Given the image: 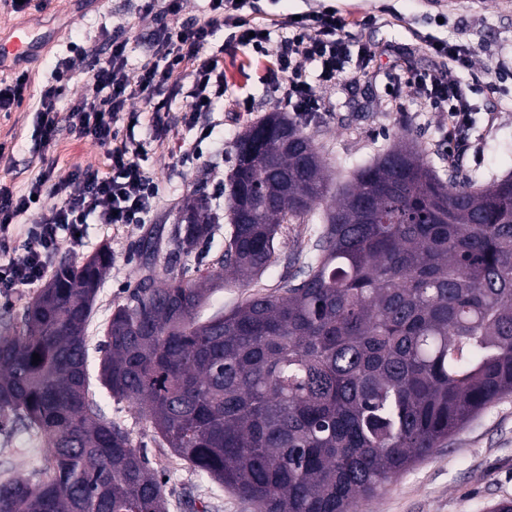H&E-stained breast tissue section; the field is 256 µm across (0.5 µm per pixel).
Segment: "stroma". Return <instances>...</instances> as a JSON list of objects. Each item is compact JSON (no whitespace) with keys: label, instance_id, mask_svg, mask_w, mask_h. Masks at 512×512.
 Returning <instances> with one entry per match:
<instances>
[{"label":"stroma","instance_id":"35a3bbf8","mask_svg":"<svg viewBox=\"0 0 512 512\" xmlns=\"http://www.w3.org/2000/svg\"><path fill=\"white\" fill-rule=\"evenodd\" d=\"M164 0H50L46 10L16 14L0 8V32L31 21L36 36L49 41L46 51L25 62L34 82L21 108L0 112V183L23 191L41 172L32 152L33 110L40 91L59 59L73 65V77L58 103L67 109L83 91L94 60L107 56L113 39L127 40L129 61L140 66L150 57L149 43L160 24ZM334 10L345 22L350 57L345 74L319 86L321 110L301 128L330 170L329 189L337 191L355 168L375 159L398 138L413 140L424 161L440 176L459 170L480 184L512 175V0H257L244 12L250 23L273 28L288 16ZM451 43L464 49L468 68L448 67L433 47ZM280 46L271 35L264 52L226 39L217 31L208 51L224 64L227 82L223 100L204 117L212 135L198 141V152L180 156L182 143L196 141L185 127L171 128L151 143L139 162L158 187L157 203L142 224L88 225L84 244H62L52 262H78L100 246L112 249V266L96 298L89 342L103 340V325L148 273L193 277L197 268L218 270L227 224L214 225L209 241L192 253L179 252L175 224L184 203L208 195L218 213H225L228 179L238 136L274 110H284L281 78L268 75ZM369 63H362L361 52ZM423 72L445 74L473 105L470 149L463 159L449 161L444 135L448 115L416 92L413 81ZM313 227L287 224L277 239L274 262L250 285L215 291L205 315L232 309L258 289H274L285 276L309 261ZM106 412L130 430L135 447L146 449L152 469L164 474L169 512H191L188 499L207 512H252L250 505L225 492L204 497L187 464L175 463L159 447L149 423L126 401H109ZM47 443L31 446L24 432L0 430V479L27 477L43 469ZM512 501V394L496 401L451 437L431 457L394 479L384 494L361 501L359 512H489L495 503Z\"/></svg>","mask_w":512,"mask_h":512}]
</instances>
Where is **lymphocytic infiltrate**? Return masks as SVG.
Masks as SVG:
<instances>
[{"label": "lymphocytic infiltrate", "instance_id": "obj_1", "mask_svg": "<svg viewBox=\"0 0 512 512\" xmlns=\"http://www.w3.org/2000/svg\"><path fill=\"white\" fill-rule=\"evenodd\" d=\"M207 2L204 17L192 24L162 26L151 58L140 67H130L126 42H114L111 54L91 69L84 93L71 99L63 115L57 104L72 65L58 61L56 77L43 87L35 110L33 151L47 165L23 192L0 184L1 294L40 282L62 240L82 246L85 225L140 224L153 209L156 185L136 159L142 143L133 128L118 126L131 100L165 113L168 123L199 129L204 138L211 135V128L200 127L199 119L224 96V68L217 58L206 56V46L221 27L229 29L233 41L258 51L267 37L262 27L249 28L240 21L253 0ZM282 26L290 31L276 59V69L284 79L282 98L297 116L308 118L319 112L320 103L302 66L317 63L320 82H335L349 56L341 35L344 23L335 12L326 11L284 20ZM186 64L193 67L192 103L175 113L170 101L177 97L178 88L172 77ZM416 88L432 102L447 105L448 140L458 151H467L471 112L466 97L436 74L419 75ZM63 132L103 149L107 169L74 165L59 170L47 155Z\"/></svg>", "mask_w": 512, "mask_h": 512}]
</instances>
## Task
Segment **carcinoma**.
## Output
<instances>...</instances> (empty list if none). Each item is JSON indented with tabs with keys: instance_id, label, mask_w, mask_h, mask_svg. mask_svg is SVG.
Segmentation results:
<instances>
[{
	"instance_id": "carcinoma-1",
	"label": "carcinoma",
	"mask_w": 512,
	"mask_h": 512,
	"mask_svg": "<svg viewBox=\"0 0 512 512\" xmlns=\"http://www.w3.org/2000/svg\"><path fill=\"white\" fill-rule=\"evenodd\" d=\"M326 194L311 137L269 113L237 141L221 272L145 276L100 348L106 394L255 512H357L512 394V177L444 180L401 139ZM218 220L207 198L188 204L179 248ZM290 221L319 225L311 261L201 320L224 283L271 265ZM111 265L107 247L60 265L0 332V413L51 448L36 481L0 480V512H168L146 452L90 389Z\"/></svg>"
}]
</instances>
